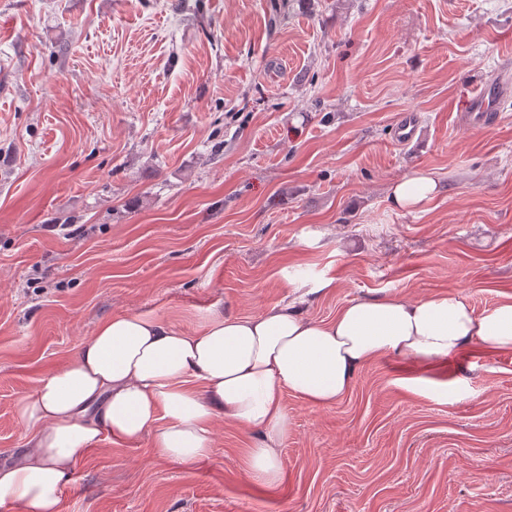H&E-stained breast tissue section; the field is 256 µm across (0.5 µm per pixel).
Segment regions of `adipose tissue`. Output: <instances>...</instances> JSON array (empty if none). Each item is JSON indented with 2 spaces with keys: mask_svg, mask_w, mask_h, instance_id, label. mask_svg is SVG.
Returning a JSON list of instances; mask_svg holds the SVG:
<instances>
[{
  "mask_svg": "<svg viewBox=\"0 0 512 512\" xmlns=\"http://www.w3.org/2000/svg\"><path fill=\"white\" fill-rule=\"evenodd\" d=\"M441 193L438 179L416 173L397 181L390 198L422 212ZM470 342L512 349V296L479 313L453 292L417 301L389 295L349 302L328 320L293 303L259 315L215 307L189 329L149 313H113L18 398L28 441L0 465V512H58L75 465L105 440L150 438L177 465L207 458L219 419L256 434L249 474L276 484L289 432L284 394L329 406L379 358L446 357Z\"/></svg>",
  "mask_w": 512,
  "mask_h": 512,
  "instance_id": "1",
  "label": "adipose tissue"
}]
</instances>
